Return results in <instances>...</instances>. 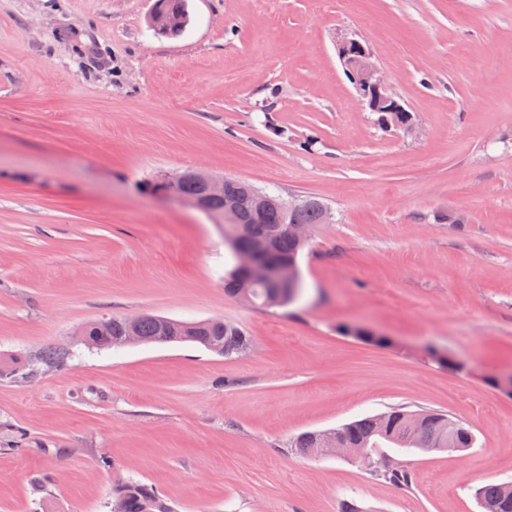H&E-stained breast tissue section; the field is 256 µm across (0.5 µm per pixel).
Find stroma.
<instances>
[{"label": "stroma", "instance_id": "obj_1", "mask_svg": "<svg viewBox=\"0 0 512 512\" xmlns=\"http://www.w3.org/2000/svg\"><path fill=\"white\" fill-rule=\"evenodd\" d=\"M154 5L0 0V360L71 351L0 378V512H108L129 479L172 512H479L512 484V0H191L177 37ZM346 34L414 134L358 101ZM196 168L327 204L297 302L226 296L222 228L142 191ZM139 312L232 321L252 349L75 340ZM391 407L475 442L386 449L406 488L287 447ZM70 351L68 348L65 347H48L41 352H39L38 355H36L35 359L36 362L30 364L31 368H29V371L26 373L21 374V378H27L32 375H34L38 369L39 366H45V367H61L63 366L67 360L69 359ZM24 375V376H22ZM482 512H512V485L489 482L476 491Z\"/></svg>", "mask_w": 512, "mask_h": 512}]
</instances>
